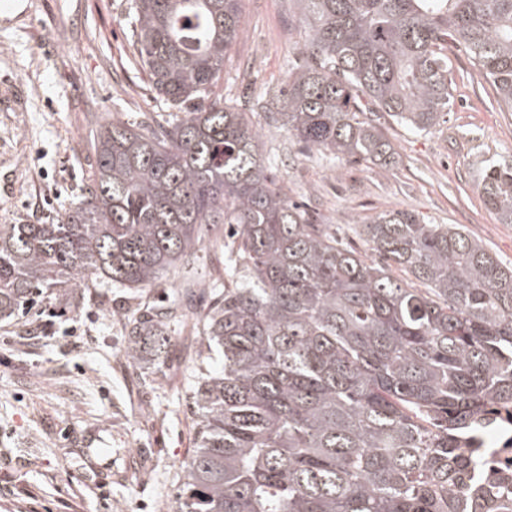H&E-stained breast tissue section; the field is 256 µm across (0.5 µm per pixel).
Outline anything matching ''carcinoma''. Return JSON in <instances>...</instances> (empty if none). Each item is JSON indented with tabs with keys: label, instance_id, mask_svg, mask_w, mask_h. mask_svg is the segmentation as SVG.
I'll return each instance as SVG.
<instances>
[{
	"label": "carcinoma",
	"instance_id": "cac0c4a2",
	"mask_svg": "<svg viewBox=\"0 0 512 512\" xmlns=\"http://www.w3.org/2000/svg\"><path fill=\"white\" fill-rule=\"evenodd\" d=\"M300 2L304 60L276 110L251 109L306 147L393 166L373 116L438 125L450 45L512 112V0ZM129 21L161 113L145 130L100 126L92 178L64 221L0 224V320L39 297L66 306L95 283L152 286L222 224L249 276L225 271L198 316V448L178 512H512V487L474 488L476 464L458 449L487 405L512 402V267L460 228L400 210L365 225L381 258L369 261L292 201L248 113L224 105L241 0H130ZM482 191L512 224V165L490 167ZM179 317L175 300L130 334L150 337L159 360Z\"/></svg>",
	"mask_w": 512,
	"mask_h": 512
}]
</instances>
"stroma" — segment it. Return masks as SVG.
<instances>
[{"label":"stroma","instance_id":"1","mask_svg":"<svg viewBox=\"0 0 512 512\" xmlns=\"http://www.w3.org/2000/svg\"><path fill=\"white\" fill-rule=\"evenodd\" d=\"M129 0H10L0 9V224H55L92 175L100 125L146 122L158 108L137 64ZM244 33L224 66V103L271 99L299 59L298 0H242ZM453 106L416 133L381 116L397 151L388 169L330 165L252 115L264 157L288 194L345 244L367 247V218L397 209L455 224L512 265V224L484 202L488 166L512 165V112L459 47L448 51ZM223 235L205 238L191 269L196 294L181 310L164 366L131 362V322L166 311L182 280L152 288L85 289L68 308L40 302L0 321V512H176L181 468L196 446L188 407L193 326L224 280ZM31 344H23V337Z\"/></svg>","mask_w":512,"mask_h":512}]
</instances>
